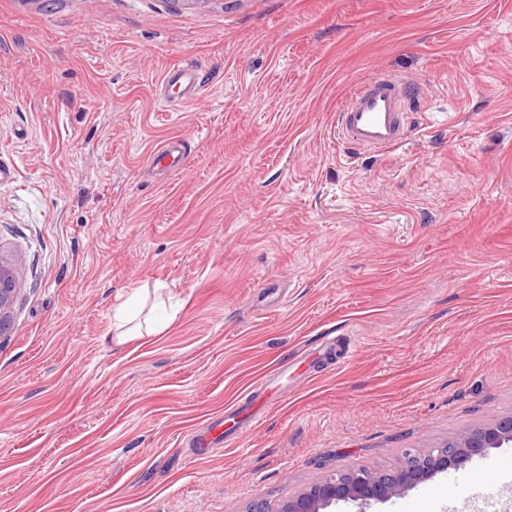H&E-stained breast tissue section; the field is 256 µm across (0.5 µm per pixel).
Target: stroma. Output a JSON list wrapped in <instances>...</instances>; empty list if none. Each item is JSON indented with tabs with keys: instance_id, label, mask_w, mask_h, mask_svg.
Masks as SVG:
<instances>
[{
	"instance_id": "35a3bbf8",
	"label": "stroma",
	"mask_w": 512,
	"mask_h": 512,
	"mask_svg": "<svg viewBox=\"0 0 512 512\" xmlns=\"http://www.w3.org/2000/svg\"><path fill=\"white\" fill-rule=\"evenodd\" d=\"M378 74L412 132L351 161L336 114ZM0 165V512H249L512 415V0H0ZM159 284L168 328L103 345ZM326 512H512V445ZM166 87L177 86L181 88V98L192 100L201 92V82L196 70L191 65L173 68L163 78ZM20 287L14 269L0 262V338L12 331L13 305ZM275 399V396L271 392V390L268 389V386L264 389V391L258 395L252 404L246 408L243 411H239V408L235 409H226L224 411L225 414H227L229 417H232L234 420L238 415H242L246 418L247 421L250 423H257L259 422L265 413L266 406Z\"/></svg>"
}]
</instances>
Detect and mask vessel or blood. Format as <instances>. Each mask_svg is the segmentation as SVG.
Listing matches in <instances>:
<instances>
[{
  "instance_id": "vessel-or-blood-1",
  "label": "vessel or blood",
  "mask_w": 512,
  "mask_h": 512,
  "mask_svg": "<svg viewBox=\"0 0 512 512\" xmlns=\"http://www.w3.org/2000/svg\"><path fill=\"white\" fill-rule=\"evenodd\" d=\"M163 83L179 87L185 100L201 92L197 72L188 64L168 71ZM411 101V89L403 79L378 75L360 84L336 114V138L346 144L348 158L377 156L403 144L411 132ZM273 399L271 390H264L244 412L232 409L228 415L234 418L241 414L249 422H259Z\"/></svg>"
}]
</instances>
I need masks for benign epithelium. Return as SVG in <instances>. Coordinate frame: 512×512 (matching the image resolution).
I'll list each match as a JSON object with an SVG mask.
<instances>
[{
  "label": "benign epithelium",
  "mask_w": 512,
  "mask_h": 512,
  "mask_svg": "<svg viewBox=\"0 0 512 512\" xmlns=\"http://www.w3.org/2000/svg\"><path fill=\"white\" fill-rule=\"evenodd\" d=\"M19 279L10 266L0 262V337L13 328V305L20 290ZM512 443V416L483 427L467 430L442 448L423 454H406L403 463L386 472L354 469L328 475L304 492L288 499L280 512H321L340 500L382 501L403 495L415 484L459 465L490 448Z\"/></svg>",
  "instance_id": "benign-epithelium-1"
}]
</instances>
